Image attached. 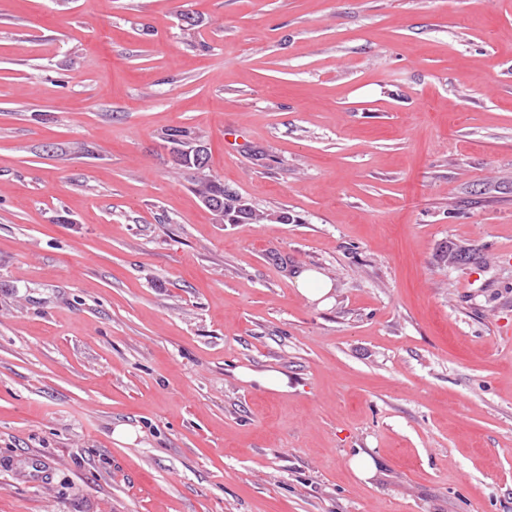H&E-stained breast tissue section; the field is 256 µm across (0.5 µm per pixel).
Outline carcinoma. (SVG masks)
Segmentation results:
<instances>
[{"mask_svg":"<svg viewBox=\"0 0 512 512\" xmlns=\"http://www.w3.org/2000/svg\"><path fill=\"white\" fill-rule=\"evenodd\" d=\"M200 141L194 132L186 128H171L164 133V142L169 146L175 164L189 175L191 183L203 205L220 224H259L290 221L288 212L267 213L254 207L242 195L230 191L224 183L208 173L209 156H203V164L194 163L192 155L187 153L191 143Z\"/></svg>","mask_w":512,"mask_h":512,"instance_id":"carcinoma-1","label":"carcinoma"}]
</instances>
